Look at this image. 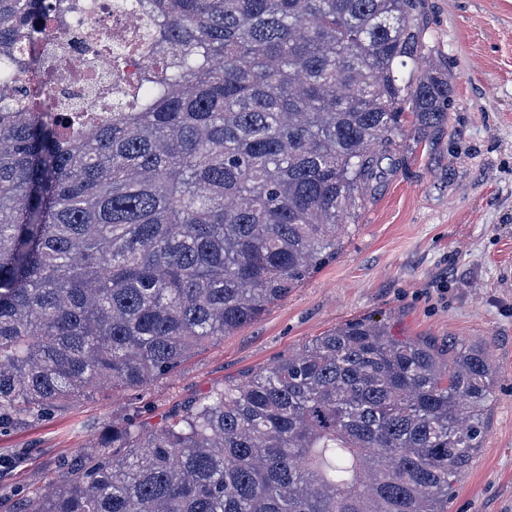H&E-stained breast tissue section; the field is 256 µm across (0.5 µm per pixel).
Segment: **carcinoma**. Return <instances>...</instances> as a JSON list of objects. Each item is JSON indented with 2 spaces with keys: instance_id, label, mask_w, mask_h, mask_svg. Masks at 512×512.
I'll return each mask as SVG.
<instances>
[{
  "instance_id": "carcinoma-1",
  "label": "carcinoma",
  "mask_w": 512,
  "mask_h": 512,
  "mask_svg": "<svg viewBox=\"0 0 512 512\" xmlns=\"http://www.w3.org/2000/svg\"><path fill=\"white\" fill-rule=\"evenodd\" d=\"M160 69L127 109L51 122L0 96V432L135 389L336 255L406 114L424 0H136ZM68 0H0V80ZM496 376L350 319L156 429L140 407L15 512H447Z\"/></svg>"
}]
</instances>
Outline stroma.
Listing matches in <instances>:
<instances>
[{
  "mask_svg": "<svg viewBox=\"0 0 512 512\" xmlns=\"http://www.w3.org/2000/svg\"><path fill=\"white\" fill-rule=\"evenodd\" d=\"M425 51L452 90L448 125L406 127L401 161L348 209L335 257L256 321L198 349L141 392L158 425L210 389L271 367L347 320L392 335L482 348L497 371L487 435L448 512H512V0H425ZM130 411V395L79 399L0 435V504L55 478L58 459L90 447Z\"/></svg>",
  "mask_w": 512,
  "mask_h": 512,
  "instance_id": "obj_1",
  "label": "stroma"
}]
</instances>
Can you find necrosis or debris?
<instances>
[{
	"label": "necrosis or debris",
	"instance_id": "1",
	"mask_svg": "<svg viewBox=\"0 0 512 512\" xmlns=\"http://www.w3.org/2000/svg\"><path fill=\"white\" fill-rule=\"evenodd\" d=\"M132 2L76 0L65 27L35 33L30 68L12 76V94L39 97L44 118L71 107L109 111L139 96L153 55L137 44L143 21Z\"/></svg>",
	"mask_w": 512,
	"mask_h": 512
}]
</instances>
